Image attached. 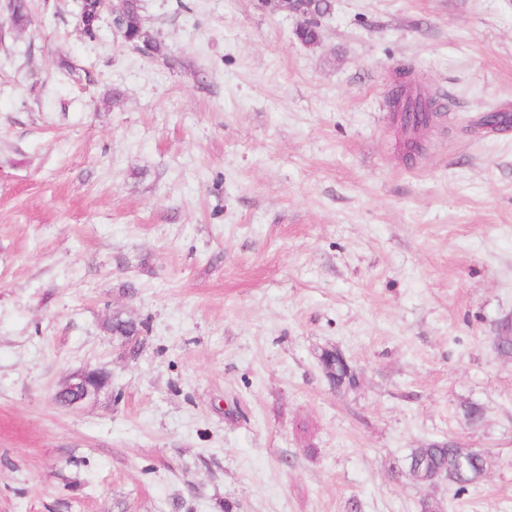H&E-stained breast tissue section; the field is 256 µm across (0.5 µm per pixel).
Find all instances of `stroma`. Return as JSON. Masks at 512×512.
Returning <instances> with one entry per match:
<instances>
[{
	"instance_id": "stroma-1",
	"label": "stroma",
	"mask_w": 512,
	"mask_h": 512,
	"mask_svg": "<svg viewBox=\"0 0 512 512\" xmlns=\"http://www.w3.org/2000/svg\"><path fill=\"white\" fill-rule=\"evenodd\" d=\"M186 2L142 0L155 59L80 0L0 22V512H512V0H333L312 46ZM448 439L477 486L405 477ZM427 103H431L430 101L426 100L424 103L420 100H411L408 99L403 107L401 109V102H398L394 105L396 112H407L403 114V121L406 128H412L415 126L419 120H426L429 118V113H423L424 110L427 111L429 109V106ZM110 382L108 374L102 371H87L76 377V382L69 383L68 386L57 394V400L65 404H74L86 399L91 395H95ZM79 386L71 391V388Z\"/></svg>"
}]
</instances>
